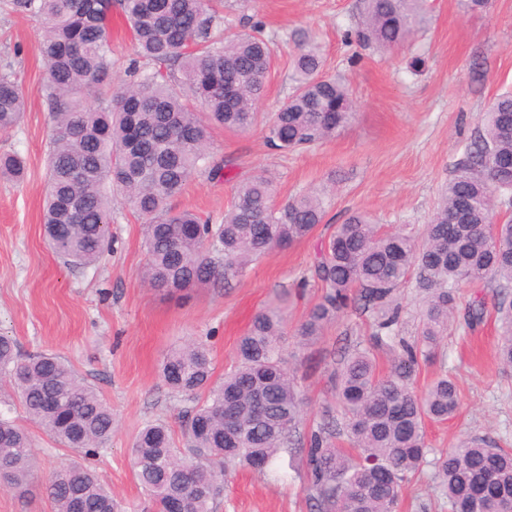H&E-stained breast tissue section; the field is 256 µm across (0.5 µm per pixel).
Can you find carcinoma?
<instances>
[{"label": "carcinoma", "mask_w": 512, "mask_h": 512, "mask_svg": "<svg viewBox=\"0 0 512 512\" xmlns=\"http://www.w3.org/2000/svg\"><path fill=\"white\" fill-rule=\"evenodd\" d=\"M39 21L47 74L42 91L52 114L43 230L64 264L85 268L112 250V199L144 217V277L164 296L183 295L244 276L253 262L307 238L327 214V195L309 192L278 205L267 178L239 181L219 224L171 201L204 173L221 177L224 162L208 151L210 131L246 132L259 121L275 58L262 26L217 37L223 16L213 0H10ZM356 41L394 48L425 23L424 0H364ZM120 6L134 57L127 79L112 77L110 22ZM320 51L301 44L291 61L294 86L266 123L267 142L295 151L329 138L353 117L354 99L339 78L323 75ZM26 110L16 72L0 69V131ZM512 92L480 117L474 140L441 190L423 240L386 231L363 211L348 214L324 242L310 277L321 296L295 329L305 348L323 336L349 304L371 318L370 333L329 352L333 405L320 421L302 422L304 397L280 352L284 315L269 307L254 316L236 344L235 365L214 379L209 349L172 350L162 376L176 394L194 399L182 421L183 446L167 424H150L131 448L133 472L154 512H213L224 469H264L278 451L302 456L304 492L314 512H395L409 476L430 452L425 424L460 408L455 380L441 369L420 393L424 365L443 363L441 345L459 313V290L478 282L512 288V220L497 217L512 203ZM25 162L0 154V178L23 180ZM420 294L419 331L399 335L400 289ZM484 302L465 304L469 325ZM497 354L512 368V301L497 304ZM389 351L387 372L378 356ZM0 379L8 381L27 418L82 461L55 469L42 487L54 512H122L86 460L112 441V408L63 357L22 353L0 336ZM344 439L349 448H340ZM448 512H505L512 507V450L470 436L432 459ZM36 470L32 435L0 411V486L30 490Z\"/></svg>", "instance_id": "carcinoma-1"}]
</instances>
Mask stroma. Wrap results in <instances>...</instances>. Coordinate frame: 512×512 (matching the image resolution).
<instances>
[{"label": "stroma", "instance_id": "obj_1", "mask_svg": "<svg viewBox=\"0 0 512 512\" xmlns=\"http://www.w3.org/2000/svg\"><path fill=\"white\" fill-rule=\"evenodd\" d=\"M427 5L423 31L382 51L346 40L358 27L363 0H224L222 32L262 21L276 54L259 112L272 115L287 100L289 61L309 41L320 47L327 73L350 87L356 115L335 136L288 155L267 146L264 124L245 133L214 130L210 151L229 163L223 180L193 176L173 207L220 219L236 183L256 173L272 181L280 203L326 185L335 192L325 223L309 238L259 259L230 285L170 299L142 280L144 221L122 201L112 205V250L95 266L66 267L47 247L42 205L52 116L41 91L42 26L0 0V67L12 66L27 102L20 125L0 132V153L26 162L22 182L0 179V334L15 338L22 351L61 355L111 405L116 429L94 469L131 512H152L132 469L134 437L158 420L180 434L191 405L165 385V355L187 342L205 343L220 378L234 364L239 337L265 306L283 300L290 324H297L321 294L309 276L318 250L351 211H369L384 228L422 238L480 113L496 95L512 91V0H490L480 13L464 12L459 0ZM460 296L480 297L486 316L474 328L457 321L448 330L444 366L459 386L461 405L448 422L427 424L426 444L436 454L470 435L512 448V372L495 356L498 298L488 286L461 289ZM368 322L347 310L303 349L292 333L283 336V357L306 396L305 420L332 400L326 351L342 332L364 335ZM30 431L42 482L74 454L44 428ZM304 481L300 458L284 450L264 470L230 468L214 512H312ZM400 512H448L431 464L406 483Z\"/></svg>", "mask_w": 512, "mask_h": 512}]
</instances>
